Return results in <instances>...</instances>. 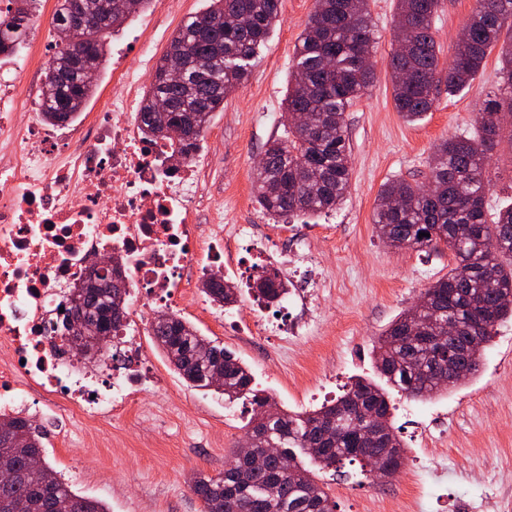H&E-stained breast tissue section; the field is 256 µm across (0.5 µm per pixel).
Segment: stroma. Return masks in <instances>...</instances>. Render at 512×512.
<instances>
[{
	"label": "stroma",
	"instance_id": "obj_1",
	"mask_svg": "<svg viewBox=\"0 0 512 512\" xmlns=\"http://www.w3.org/2000/svg\"><path fill=\"white\" fill-rule=\"evenodd\" d=\"M398 0H370L376 30L375 79L346 114L351 144V187L336 210L311 218L274 222L252 198L255 163L265 144L284 133L283 100L295 46L314 0H282L281 16L250 62L248 79L228 96L205 133L199 162L208 194L224 204L225 278L240 289L236 306L219 310L195 293L180 306L181 317L224 345L245 364L257 388L280 408H319L343 393L353 377L376 378V337L420 291L447 275L452 251L394 250L377 235L373 208L382 184L424 181L436 143L469 133L482 102L497 87L500 61L489 54L472 84L451 96L440 91L420 119L396 112L388 72ZM474 0H443L434 24L440 61L451 59ZM206 0H151L117 33L84 112L93 114L116 80L117 46L139 50L132 31L153 29L154 49L140 59L141 90H148L173 34ZM488 170L487 218L512 204V141L502 140ZM246 227V236L235 235ZM266 245L255 255L253 238ZM282 275L313 281L310 298L291 295L280 306L286 330L277 336L251 325L254 293L248 268L255 260ZM155 385L138 406L112 415L62 410L58 421L39 424L46 459L73 490L104 501L109 512H201L189 487L193 472L223 471L253 416L247 403L190 387L157 348L150 329L138 338ZM392 424L406 449L396 477L364 478L359 466L325 473L323 482L336 512H512V320L500 324L485 349L479 372L432 399H412L388 390Z\"/></svg>",
	"mask_w": 512,
	"mask_h": 512
}]
</instances>
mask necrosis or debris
<instances>
[{"label": "necrosis or debris", "instance_id": "4bbe7bcc", "mask_svg": "<svg viewBox=\"0 0 512 512\" xmlns=\"http://www.w3.org/2000/svg\"><path fill=\"white\" fill-rule=\"evenodd\" d=\"M135 70L122 62L119 93L70 128L41 120L42 91L23 66L0 68V412L58 398L82 413L131 408L148 374L138 324L185 298L200 255L224 257V208L205 195L196 157L169 170L167 144L137 132ZM106 255L123 263L135 320L109 342L116 362L102 383L51 327Z\"/></svg>", "mask_w": 512, "mask_h": 512}]
</instances>
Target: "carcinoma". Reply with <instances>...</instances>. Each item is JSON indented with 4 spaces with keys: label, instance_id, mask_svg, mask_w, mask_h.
<instances>
[{
    "label": "carcinoma",
    "instance_id": "carcinoma-1",
    "mask_svg": "<svg viewBox=\"0 0 512 512\" xmlns=\"http://www.w3.org/2000/svg\"><path fill=\"white\" fill-rule=\"evenodd\" d=\"M40 0H8L0 12V56H14L26 43L29 23ZM151 0H112V16L104 15L106 0H58L52 18L56 68L45 69L41 114L49 124L74 121L92 97L95 84L84 72V58L102 69L108 54L107 33L120 29L144 11ZM93 20L80 28L75 7ZM441 0H399L397 47L389 60L393 101L409 121L431 110L440 85L453 96L469 87L499 49L501 67L495 99L476 112L471 134L452 135L437 143L430 158L427 180L412 183L395 179L378 193L372 221L377 235L396 249H450L456 260L448 275L421 292L415 308L400 314L377 337L373 346L376 368L400 391L430 397L444 388L432 383L434 369L453 366L476 374L481 359L461 355L471 340L487 345L496 327L512 317V205L495 220L485 216L490 190L486 162L502 137L503 117H512V0H474L463 34L448 67H440L433 27ZM281 0H209V7L190 17L173 35L169 50L156 66L155 80L141 100L138 129L149 141L165 140L172 152L186 155L200 149L212 113L224 109V100L247 76L246 65L279 20ZM375 35L369 0H315L295 50V65L284 107L291 123L287 136L269 141L263 153L265 167L254 171L253 198L272 219L288 215L311 216L329 212L350 190L351 150L345 114L373 83L371 60ZM184 70L180 82L167 76L170 54ZM168 115L170 134L153 116ZM424 237H419V234ZM111 273L97 277L96 286L74 289L71 302L84 293L90 300L83 315L92 324L125 326L126 315L114 313ZM257 299L268 305L288 297V281L264 266L253 278ZM207 300L224 308L238 302L232 281L213 288L201 284ZM452 310L461 331L448 337L441 311ZM427 322L428 338L414 340L408 328L413 313ZM152 336L170 365L193 387L211 389L233 402L245 398L260 411L250 420L247 435L253 453L274 445L282 454L257 464L239 455L217 475L195 473L190 488L202 512H336V501L317 473L304 468L293 449L305 450L320 470L337 469L347 460L361 468L378 456L398 470L405 449L392 426L386 395L366 378H357L331 404L302 413L266 410L273 397L257 389L249 368L228 350L213 344L196 327L171 314L169 323H151ZM224 367V383L211 387V360ZM375 412L382 436L363 449L353 421ZM37 457L42 470L29 460ZM15 474L0 482V512H108L105 504L78 494L58 477L45 460L43 436L24 417L0 415V468Z\"/></svg>",
    "mask_w": 512,
    "mask_h": 512
}]
</instances>
